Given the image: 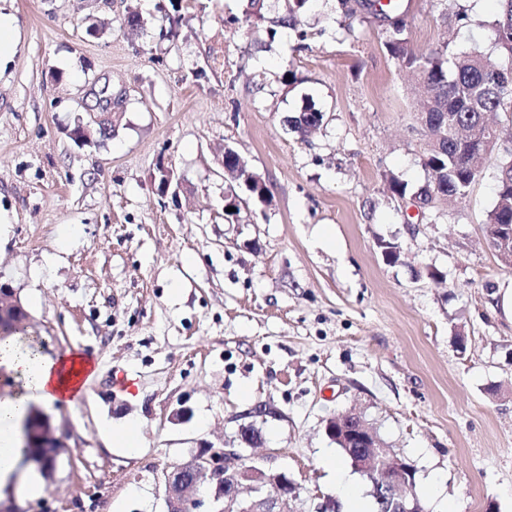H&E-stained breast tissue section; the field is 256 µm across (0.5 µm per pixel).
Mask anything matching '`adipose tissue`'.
Returning <instances> with one entry per match:
<instances>
[{"instance_id": "1", "label": "adipose tissue", "mask_w": 512, "mask_h": 512, "mask_svg": "<svg viewBox=\"0 0 512 512\" xmlns=\"http://www.w3.org/2000/svg\"><path fill=\"white\" fill-rule=\"evenodd\" d=\"M0 369L13 387L0 398V495L9 491L22 462V421L31 405L72 402L87 364L77 353L50 355L13 336L0 341Z\"/></svg>"}]
</instances>
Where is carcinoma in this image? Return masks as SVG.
<instances>
[{
	"mask_svg": "<svg viewBox=\"0 0 512 512\" xmlns=\"http://www.w3.org/2000/svg\"><path fill=\"white\" fill-rule=\"evenodd\" d=\"M499 14L489 22L497 52L486 54L478 49L453 53L448 43L429 53L416 51L404 37L405 24L400 18L383 30V45L400 67L419 81L424 106L419 112L436 135V145L423 152L422 166L427 177L416 195L428 203L435 195L464 198L471 185L485 175L489 154L484 134L489 131V116L512 110V94L499 83L501 71L512 66V0H500ZM309 0H284L281 14L269 16L265 0H244L242 16L233 19L249 28L262 27L270 37L278 29L290 28L303 43L308 31L303 18ZM322 122V115L310 105L289 120L294 129L305 133ZM231 174L230 183L245 187L250 197L265 203L266 185L256 175L237 166L235 160L224 158ZM496 197L487 213L488 237L496 226L512 225V150H504L494 175Z\"/></svg>",
	"mask_w": 512,
	"mask_h": 512,
	"instance_id": "obj_1",
	"label": "carcinoma"
}]
</instances>
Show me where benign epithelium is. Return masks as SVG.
Segmentation results:
<instances>
[{
	"label": "benign epithelium",
	"instance_id": "benign-epithelium-1",
	"mask_svg": "<svg viewBox=\"0 0 512 512\" xmlns=\"http://www.w3.org/2000/svg\"><path fill=\"white\" fill-rule=\"evenodd\" d=\"M120 98L110 95L101 102V112L92 121L106 129L115 125L120 113ZM29 313L15 289L0 284V331L19 329L27 324ZM328 436L339 438L350 448L364 451L356 470L368 480L381 475L376 483L387 498L393 500L394 512H416L410 496L398 489L413 483V466L380 446L374 429L363 417L350 414L343 422H327ZM25 461L35 464L43 474L54 469L61 444L53 434L50 421L32 411L25 422ZM239 448L209 444L197 449L188 460L164 468L161 483L166 512H288V502L298 500L296 486L288 475L272 466H242L237 459Z\"/></svg>",
	"mask_w": 512,
	"mask_h": 512
}]
</instances>
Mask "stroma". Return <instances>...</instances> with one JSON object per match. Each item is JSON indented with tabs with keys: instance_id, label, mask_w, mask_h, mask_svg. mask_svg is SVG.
Wrapping results in <instances>:
<instances>
[{
	"instance_id": "obj_1",
	"label": "stroma",
	"mask_w": 512,
	"mask_h": 512,
	"mask_svg": "<svg viewBox=\"0 0 512 512\" xmlns=\"http://www.w3.org/2000/svg\"><path fill=\"white\" fill-rule=\"evenodd\" d=\"M402 4L417 51H491L497 0ZM131 7L142 29L123 28ZM0 9L19 32L0 70V283L29 312L24 336L93 369L73 403L44 410L65 447L41 494L17 495L22 512H165L162 469L238 445L244 425L261 437L247 456L273 457L313 512L338 498L322 454L347 412L414 467L427 512H512V269L486 231L494 182L418 216L417 95L379 20L312 0L302 49L291 29L234 23L241 0ZM106 84L123 95L115 130L78 143ZM306 104L324 118L303 137L289 119ZM228 146L269 194L233 220ZM127 422L133 454L104 433Z\"/></svg>"
}]
</instances>
